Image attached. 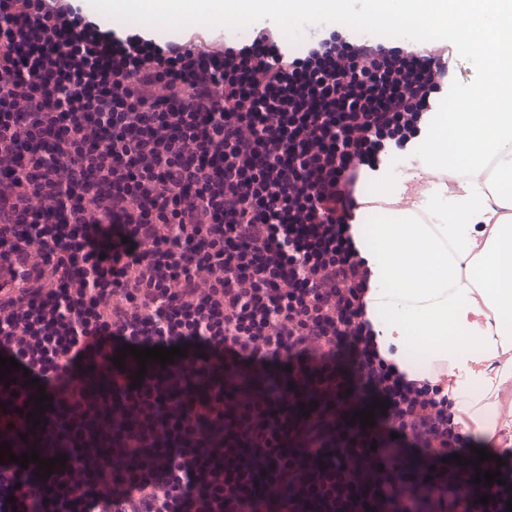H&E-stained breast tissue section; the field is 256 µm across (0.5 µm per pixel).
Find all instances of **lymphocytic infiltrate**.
Instances as JSON below:
<instances>
[{
	"label": "lymphocytic infiltrate",
	"mask_w": 512,
	"mask_h": 512,
	"mask_svg": "<svg viewBox=\"0 0 512 512\" xmlns=\"http://www.w3.org/2000/svg\"><path fill=\"white\" fill-rule=\"evenodd\" d=\"M450 62L442 39L333 33L297 55L265 26L160 44L73 0H0V356L47 391L102 340L270 381L251 395L209 361L180 410L143 386L142 420L110 434L106 392L50 434L66 462L29 512H458L434 467L477 439L447 364L412 369L382 338L355 230L359 182L421 136ZM397 448L425 467L397 472ZM88 454L130 470L120 504ZM480 468L503 477L474 485L481 512H507L512 448Z\"/></svg>",
	"instance_id": "f902f5d3"
}]
</instances>
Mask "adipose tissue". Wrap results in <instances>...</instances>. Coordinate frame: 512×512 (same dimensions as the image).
Listing matches in <instances>:
<instances>
[{
  "label": "adipose tissue",
  "mask_w": 512,
  "mask_h": 512,
  "mask_svg": "<svg viewBox=\"0 0 512 512\" xmlns=\"http://www.w3.org/2000/svg\"><path fill=\"white\" fill-rule=\"evenodd\" d=\"M111 8L167 18L289 13L287 0H112ZM373 12L425 17L435 31L460 27L459 48L478 76L460 110L441 118L428 157L451 155L468 178L415 208L380 210L368 257L389 317L385 336L447 361L457 410L492 437L512 428V418L488 416L512 378V362L498 360L512 346V0H373ZM420 210L432 223L417 219Z\"/></svg>",
  "instance_id": "obj_1"
}]
</instances>
